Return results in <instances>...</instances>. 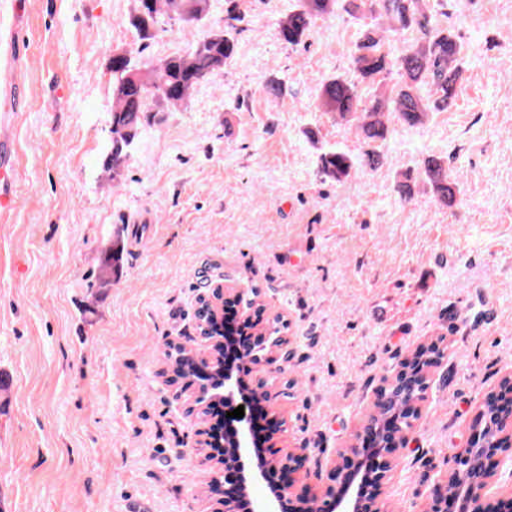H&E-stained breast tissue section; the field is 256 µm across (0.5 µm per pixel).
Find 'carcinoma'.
Here are the masks:
<instances>
[{
  "instance_id": "1",
  "label": "carcinoma",
  "mask_w": 512,
  "mask_h": 512,
  "mask_svg": "<svg viewBox=\"0 0 512 512\" xmlns=\"http://www.w3.org/2000/svg\"><path fill=\"white\" fill-rule=\"evenodd\" d=\"M137 6L129 23L139 40L156 36L160 16L175 15L193 22L201 20L208 10V0H136ZM224 28L210 31L185 54H175L154 63L133 54L123 62L112 64V157H104L103 169L112 178L122 176L135 138L149 125L152 112H162L168 106L184 102L190 91L207 80L224 65L235 48V35L245 20L238 0H225ZM335 0H300V5L280 21L277 35L291 47L305 44L313 19L329 14ZM381 17L388 27L368 26L359 32L352 56L354 72L370 82L393 67L400 72V82L391 89L393 111L409 125L421 121L428 112H446L455 100L463 60V47L448 28L432 24L424 0H383ZM415 33L413 43L399 55L390 50L391 37L404 31ZM139 71L136 80L127 73ZM430 86L423 97L419 89ZM321 101L330 112L346 120H355L367 143L384 141L388 125L384 120V100L376 97L363 103L355 84L347 78L331 77L322 88ZM354 169L351 157L343 152L327 153L321 158V173L335 181L350 176ZM422 181L428 184L438 201L450 205L459 192L458 183L448 174V167L436 158L423 161ZM122 248L115 243L104 253L98 281L109 285L118 278ZM406 390L393 386L388 390V403L381 412L382 420L401 411Z\"/></svg>"
}]
</instances>
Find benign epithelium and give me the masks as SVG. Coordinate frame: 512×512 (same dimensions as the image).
Here are the masks:
<instances>
[{
	"instance_id": "1",
	"label": "benign epithelium",
	"mask_w": 512,
	"mask_h": 512,
	"mask_svg": "<svg viewBox=\"0 0 512 512\" xmlns=\"http://www.w3.org/2000/svg\"><path fill=\"white\" fill-rule=\"evenodd\" d=\"M227 303L239 306L242 320H250V316L246 315V311L254 308L250 300L232 288L218 285L211 293L197 299V311L201 314V319L197 321L199 336L220 342V338L215 336L214 324L224 316V305ZM285 343L282 332L275 337L267 332L255 333L253 344L245 355L252 361L253 367L270 373L278 372L291 358V353L284 350ZM189 356L197 372L216 371L222 374L220 384L216 386L209 383L195 385L190 411L208 412L217 400L224 403L226 413L240 405L244 406L243 417L224 418V449H210L202 461L209 474L208 487L219 488L223 482L233 481L240 489L238 497L212 495L211 499L219 505L214 512H289L291 483L272 484L270 478L280 473L291 476L305 468L310 460V449L294 448L281 457L267 453L274 435H269L263 444L254 438L252 410L256 397L251 393L248 379L236 375L232 367L211 359L205 353L191 350ZM414 364L415 359L411 357L402 363L395 378H384L372 404L368 429L378 435L380 447L373 467L356 474L353 483L337 487L335 483L348 472V468L333 465L334 484L306 500L304 512H313V506L322 502L326 503L325 512H385L381 506L385 482L398 465L401 450L407 447L408 432L419 417L424 392H419L418 397L409 403L406 416L397 419L396 431L386 432L376 428L373 420L380 418L379 406L385 403L386 391L394 380H399L410 391L427 388L425 382L420 385L415 383L412 376ZM491 408L496 411V441L490 445L484 431H473L465 445L453 454L448 472L431 488L423 512H486L484 499L491 494L499 495L496 512H512V388L495 390L484 401L478 414L483 417ZM477 457L487 472L483 484L478 488L460 487L452 493L448 492V482L453 475L468 470ZM257 484L267 487V494L261 499L251 497V488Z\"/></svg>"
}]
</instances>
